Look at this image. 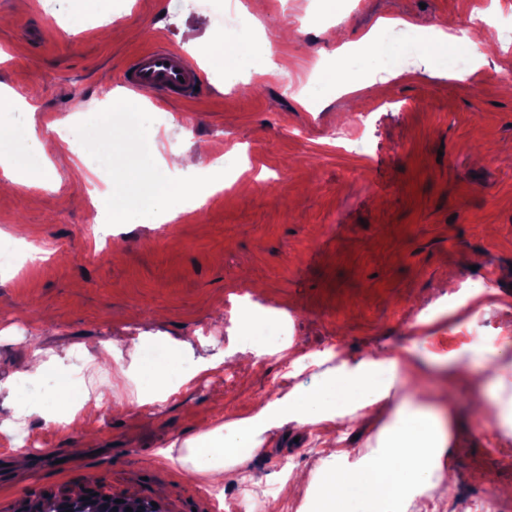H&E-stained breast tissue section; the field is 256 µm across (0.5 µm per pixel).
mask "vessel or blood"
Masks as SVG:
<instances>
[{
  "label": "vessel or blood",
  "mask_w": 512,
  "mask_h": 512,
  "mask_svg": "<svg viewBox=\"0 0 512 512\" xmlns=\"http://www.w3.org/2000/svg\"><path fill=\"white\" fill-rule=\"evenodd\" d=\"M123 83L134 93H149L156 101L195 96L202 83L198 65L181 50L160 45L136 56Z\"/></svg>",
  "instance_id": "1"
}]
</instances>
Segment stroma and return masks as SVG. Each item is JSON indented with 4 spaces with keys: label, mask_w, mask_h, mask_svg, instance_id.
<instances>
[{
    "label": "stroma",
    "mask_w": 512,
    "mask_h": 512,
    "mask_svg": "<svg viewBox=\"0 0 512 512\" xmlns=\"http://www.w3.org/2000/svg\"><path fill=\"white\" fill-rule=\"evenodd\" d=\"M0 0V84L40 90L34 110L0 112V125H32L56 150L44 180L0 196V382L24 369L34 350L48 362L35 388L52 396L28 418L36 448L12 445L0 427V512L24 499L100 488L158 500L165 512H211L201 477L163 457L171 444L287 392L295 379L272 357L244 362L245 328L236 310L256 298L288 318L308 353L340 351L359 359L394 351L412 338L414 311L451 299L458 287L493 274L497 294L476 320L450 321L424 347L446 355L512 332V52L482 47L484 82H464L459 57L445 44L448 73L427 71L414 37L420 28L462 22L472 0H361L327 13L328 0H247L251 45L275 47L288 72L262 78L248 64H217L218 43L237 35L217 28L191 0ZM100 18L99 27L87 24ZM81 25L67 30L71 19ZM390 20L381 28L382 20ZM381 29L390 54L354 56L351 46ZM166 40L190 55L206 87L195 98L140 100L121 74L140 52ZM341 83L315 90L318 74L343 67ZM82 111H75V104ZM81 113L83 126L141 124L157 131L162 153L233 157L245 173L196 211L165 229L100 223V183L114 172L104 158L81 160L60 128ZM369 123L350 148L333 137L357 113ZM164 341L180 348L190 381L154 409L119 415L103 404L78 425L57 420L75 408L59 388L76 376L81 394L116 382L106 346ZM219 359L227 373L194 375L195 363ZM120 395L134 391L116 382ZM478 385L461 379L450 448L456 482L447 512H474L497 492L496 512H512V447L490 448V424L476 418ZM313 437L272 431L247 466L260 485H233L252 501L279 490L289 470L313 469ZM25 456L23 467L11 461Z\"/></svg>",
    "instance_id": "obj_1"
}]
</instances>
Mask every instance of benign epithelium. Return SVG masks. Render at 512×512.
Listing matches in <instances>:
<instances>
[{
    "label": "benign epithelium",
    "instance_id": "obj_1",
    "mask_svg": "<svg viewBox=\"0 0 512 512\" xmlns=\"http://www.w3.org/2000/svg\"><path fill=\"white\" fill-rule=\"evenodd\" d=\"M85 495L89 499H83ZM119 498L93 488L89 493L81 491L57 494L53 496L50 506L42 501L28 502L16 512H126L128 507L132 508V512H163L161 507H154L144 499L124 496L119 503Z\"/></svg>",
    "mask_w": 512,
    "mask_h": 512
}]
</instances>
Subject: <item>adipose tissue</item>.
Instances as JSON below:
<instances>
[{
  "label": "adipose tissue",
  "mask_w": 512,
  "mask_h": 512,
  "mask_svg": "<svg viewBox=\"0 0 512 512\" xmlns=\"http://www.w3.org/2000/svg\"><path fill=\"white\" fill-rule=\"evenodd\" d=\"M150 131L125 130L122 134H77L68 149L77 158L107 155L112 166L126 172V180L112 186L114 210L128 207V192L137 188L136 221L166 224L177 217L170 202L167 171L179 167L181 155L165 159ZM51 140L31 129L0 127V172L10 185L42 179L50 163ZM137 369L118 367V377L136 383L134 397L125 399L111 389L97 391L83 408L95 411L103 401H113L127 413L144 402L167 400L175 389L169 383L178 359L176 348L135 345ZM256 357L278 356L295 374L311 372V383H297L281 396L258 404L245 418L227 413L216 425L186 441L177 462L192 473L210 479L243 482L246 463L267 441L271 430L287 425L317 433L324 448L309 479L289 474V491L300 494L298 512H438L437 502L448 492L453 478L448 461L452 441L446 422V405L431 400L428 389L438 383L447 389L460 373L446 357L423 358L418 348L371 354L358 360L310 355L287 339L257 344ZM501 361L480 355L471 374L484 395L475 407L497 431L500 447L512 446V392L500 372ZM368 422L375 433L368 451L338 444L342 426Z\"/></svg>",
  "instance_id": "ef3b65f1"
}]
</instances>
